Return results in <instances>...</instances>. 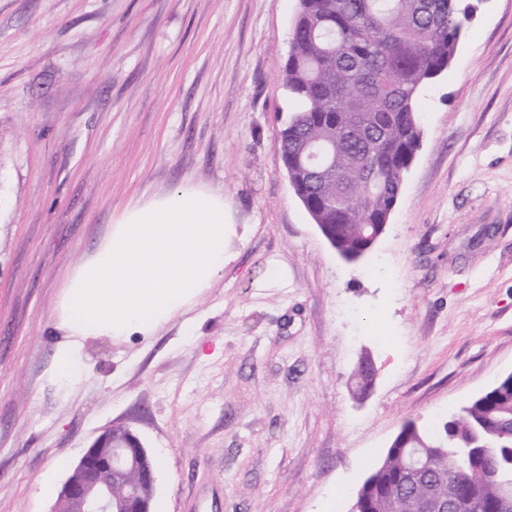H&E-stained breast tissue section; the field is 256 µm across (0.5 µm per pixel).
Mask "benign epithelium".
<instances>
[{
  "label": "benign epithelium",
  "mask_w": 512,
  "mask_h": 512,
  "mask_svg": "<svg viewBox=\"0 0 512 512\" xmlns=\"http://www.w3.org/2000/svg\"><path fill=\"white\" fill-rule=\"evenodd\" d=\"M157 466L132 429L108 427L80 457L53 512H153Z\"/></svg>",
  "instance_id": "7a95c632"
}]
</instances>
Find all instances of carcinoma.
<instances>
[{"instance_id": "1", "label": "carcinoma", "mask_w": 512, "mask_h": 512, "mask_svg": "<svg viewBox=\"0 0 512 512\" xmlns=\"http://www.w3.org/2000/svg\"><path fill=\"white\" fill-rule=\"evenodd\" d=\"M475 6L466 0H299L282 67L288 95L299 103L283 125L278 150L311 220L339 254L355 260L371 249V224L386 220L404 173L419 149L418 99L447 71ZM336 153L324 172L309 147ZM375 376L362 359L354 373L363 396ZM427 459L417 478L406 457ZM512 488V377L505 376L429 433L406 422L395 443L358 490L369 512H507Z\"/></svg>"}]
</instances>
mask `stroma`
I'll list each match as a JSON object with an SVG mask.
<instances>
[{
    "label": "stroma",
    "mask_w": 512,
    "mask_h": 512,
    "mask_svg": "<svg viewBox=\"0 0 512 512\" xmlns=\"http://www.w3.org/2000/svg\"><path fill=\"white\" fill-rule=\"evenodd\" d=\"M298 6L0 0V512H52L115 423L159 460L165 512H347L406 421L512 373V0H478L423 89L420 148L356 261L277 149ZM179 187L224 196L221 276L150 335L86 340L62 389L76 267L129 203Z\"/></svg>",
    "instance_id": "1"
}]
</instances>
